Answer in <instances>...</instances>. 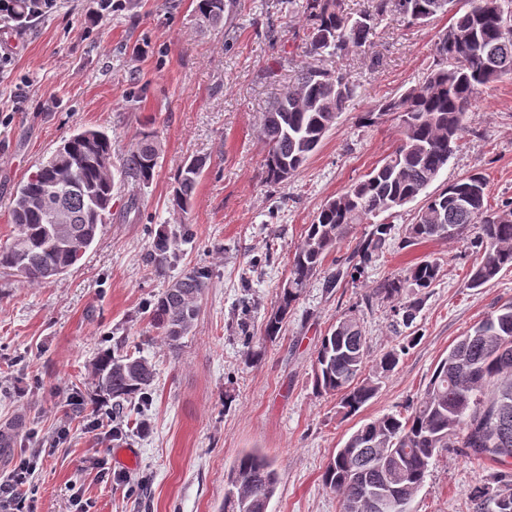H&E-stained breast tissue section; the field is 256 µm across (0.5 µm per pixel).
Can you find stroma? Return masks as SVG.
Instances as JSON below:
<instances>
[{
  "label": "stroma",
  "instance_id": "35a3bbf8",
  "mask_svg": "<svg viewBox=\"0 0 512 512\" xmlns=\"http://www.w3.org/2000/svg\"><path fill=\"white\" fill-rule=\"evenodd\" d=\"M303 0H235L230 24L196 23L192 0H120L96 14V0H60L19 31L0 28L12 55L0 73V249L17 230L10 209L18 187L75 130L102 128L120 161L142 129H153L160 161L149 183L121 182L112 218L65 274L33 284L0 268V478L19 459L36 469L24 495L33 512H218L228 468L244 450L279 463L271 512H340L325 489L329 458L364 422L405 410L437 362L485 316L512 302V269L485 287L467 285L475 256L465 242L401 238L416 204L388 219L383 252L356 279L328 289L314 278L275 342L249 359L246 336L260 330L288 274V258L321 205L362 179L398 138L385 100L422 80L445 15L411 24L397 13L377 25L364 53L313 56ZM305 65L343 69L354 97L315 154L286 183H266L259 130L272 100ZM464 145L435 188L470 173L488 181L491 203L512 200V79L496 83L467 118ZM206 165L188 213L169 199L186 160ZM138 210L126 211L129 199ZM166 232L172 259L148 256ZM424 259L437 281L402 289L423 296L410 328L393 325L392 305L370 299L385 278ZM210 271L192 331L176 344L149 320L147 304L183 273ZM360 318L381 380L355 414L316 394L313 363L322 337L348 312ZM407 346L394 372L375 356ZM137 353L157 371L146 407L127 410L126 436L112 441L97 423L93 363L104 351ZM135 449L125 469L118 447ZM497 464L453 448L433 461L410 512H472L471 494Z\"/></svg>",
  "mask_w": 512,
  "mask_h": 512
}]
</instances>
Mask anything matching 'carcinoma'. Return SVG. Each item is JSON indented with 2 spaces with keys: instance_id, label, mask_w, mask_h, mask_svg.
I'll return each instance as SVG.
<instances>
[{
  "instance_id": "obj_1",
  "label": "carcinoma",
  "mask_w": 512,
  "mask_h": 512,
  "mask_svg": "<svg viewBox=\"0 0 512 512\" xmlns=\"http://www.w3.org/2000/svg\"><path fill=\"white\" fill-rule=\"evenodd\" d=\"M198 24L224 25L228 0H195ZM507 0H372L371 9L350 16L342 0H305L304 13L313 22L308 52L342 55L362 48L384 14L394 11L412 24L451 14L440 34L433 62L422 83L397 98L384 101L382 113L397 121L399 138L383 163L364 179L326 201L289 259L288 277L266 317L260 346L276 340L284 321L309 282L323 274L336 287L340 274L326 272L328 255L349 235L353 225L425 195L414 221L406 225L403 245L430 240L459 239L477 254L469 287L480 288L512 268V201L489 202L488 183L471 173L433 193L438 179L462 146L467 113L495 83L512 77V23L504 26ZM356 93L347 73L310 66L299 70L295 85L277 97L263 115L260 138L266 147L264 174L269 184L288 182L315 152ZM160 158L157 135L150 129L112 169V137L81 130L39 164L18 188L11 210L17 227L12 245L0 249V267L42 283L74 266L94 242L99 225L112 215L115 174L132 175L143 183L154 176ZM194 159L178 171L170 204L186 213L202 174ZM391 226L374 225L354 252L360 272L386 245ZM168 239L154 240L149 259L162 268L169 263ZM440 265L424 260L385 279L372 297L392 301L410 284L425 290L438 279ZM204 270H191L173 281L152 302L151 320L164 338L176 343L191 331L196 302L208 287ZM420 299L393 306L404 326L413 324ZM408 347L384 353L379 363L391 373ZM367 338L343 331L323 336L314 363L313 384L319 395L339 397L346 413L357 412L376 394L379 381L364 374ZM99 392L120 407L146 399L155 368L146 358L102 353L93 364ZM463 448L477 460L503 467L495 489L477 491L473 512H512V302L501 305L459 339L441 359L410 413L385 414L363 424L336 451L322 474L323 486L336 493L342 512H380L374 498L380 492L403 501L409 512L413 496L423 486L437 454ZM370 458L383 461L370 470ZM279 485L277 461L257 450L242 453L230 467L222 512H268Z\"/></svg>"
}]
</instances>
